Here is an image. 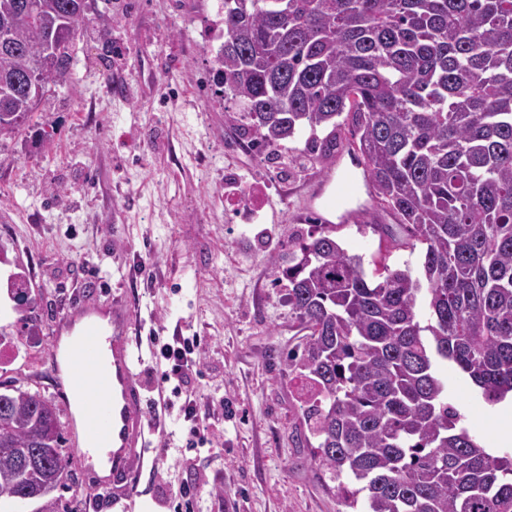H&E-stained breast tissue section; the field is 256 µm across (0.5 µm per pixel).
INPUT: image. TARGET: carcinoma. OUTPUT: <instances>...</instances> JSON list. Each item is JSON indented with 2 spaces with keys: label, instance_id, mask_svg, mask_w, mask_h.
Segmentation results:
<instances>
[{
  "label": "carcinoma",
  "instance_id": "1",
  "mask_svg": "<svg viewBox=\"0 0 512 512\" xmlns=\"http://www.w3.org/2000/svg\"><path fill=\"white\" fill-rule=\"evenodd\" d=\"M87 0H0V139L30 128L91 26ZM212 68L238 128L275 155L306 136L310 164L336 161L347 127L374 202L368 275L326 224L288 243L283 355L314 388L303 416L311 468L353 512H512V452L492 453L448 402L439 365L490 405L512 394V0H224ZM421 265L391 268L394 250ZM427 318L419 319V301ZM55 402L0 383V512H78ZM40 461L21 473L15 453Z\"/></svg>",
  "mask_w": 512,
  "mask_h": 512
}]
</instances>
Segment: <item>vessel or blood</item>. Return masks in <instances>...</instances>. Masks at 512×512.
<instances>
[{
    "label": "vessel or blood",
    "mask_w": 512,
    "mask_h": 512,
    "mask_svg": "<svg viewBox=\"0 0 512 512\" xmlns=\"http://www.w3.org/2000/svg\"><path fill=\"white\" fill-rule=\"evenodd\" d=\"M368 189L363 167L333 170L313 186L306 205L338 214L343 225L368 222L372 213L359 203ZM74 324L80 325L81 331L63 357L73 385L60 391L63 400L75 399L80 405V428L73 431V442L80 456H104L112 465L113 485L124 484L138 471L134 446L147 418L135 374L142 349L126 338L131 311L104 308L86 299L57 326L62 329ZM63 358L51 353L50 370L58 371Z\"/></svg>",
    "instance_id": "obj_1"
}]
</instances>
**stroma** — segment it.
<instances>
[{"instance_id": "stroma-1", "label": "stroma", "mask_w": 512, "mask_h": 512, "mask_svg": "<svg viewBox=\"0 0 512 512\" xmlns=\"http://www.w3.org/2000/svg\"><path fill=\"white\" fill-rule=\"evenodd\" d=\"M219 0H89L111 17L107 39L77 44L73 82L39 112L55 130L52 148L37 129L0 141V327L18 339L7 288L26 274L33 315L45 326L90 297L127 304L130 342L141 343L136 376L144 401L158 402L150 338L200 337L207 363L194 379L208 403H223L220 434L187 448L176 410L145 431L144 462L130 488H98L92 461L75 479L94 492L82 512H173L169 493L198 484L199 512H345L336 484L313 471L305 389L282 353L298 338L289 326L271 257L288 239L314 232L320 209L303 197L321 167L288 144L287 157L237 154V130L211 70L210 20ZM264 184L256 223L234 224L224 207L228 166ZM19 340V339H18ZM448 398L461 424L500 452L498 422L470 382L447 369ZM168 456L154 463V451Z\"/></svg>"}]
</instances>
